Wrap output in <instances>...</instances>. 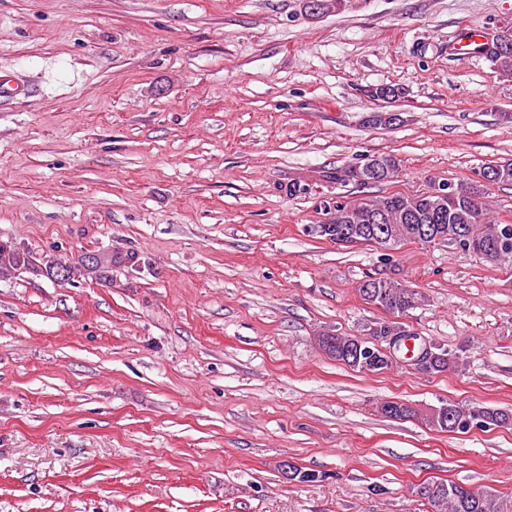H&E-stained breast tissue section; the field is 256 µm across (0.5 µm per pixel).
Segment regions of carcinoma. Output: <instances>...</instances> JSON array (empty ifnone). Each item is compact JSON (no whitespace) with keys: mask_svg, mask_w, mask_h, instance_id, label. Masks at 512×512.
<instances>
[{"mask_svg":"<svg viewBox=\"0 0 512 512\" xmlns=\"http://www.w3.org/2000/svg\"><path fill=\"white\" fill-rule=\"evenodd\" d=\"M490 55L504 73L512 74V34L507 32L496 38ZM367 162L380 166L378 175L367 177L366 165L362 164L345 169L340 179L365 186L386 181L398 172L397 160L391 155L373 156ZM453 189L454 194L441 204L433 202L429 192L412 196L396 193L369 202L338 204L332 219L326 224L317 225L316 233L330 241L344 235L354 247L367 246L369 240L361 231L379 228L375 222L379 214L383 216V224L391 231L393 249L407 242L425 243L420 236V228L430 224L434 226L435 243H447L490 263L512 259V234H506L507 225L487 218L480 189L468 183H457ZM31 265L27 253L0 242V277L11 276ZM80 266L91 273L101 272L112 266V252L101 251L85 256L81 258ZM359 291L368 303L396 317L408 315L425 300L422 293L386 277H368L361 283ZM398 326L399 322L392 320L374 323L370 332L372 340L366 341L374 350L367 355L361 354L357 361L346 356L349 345L353 344L349 336L324 334L317 337V345L329 358L342 362L356 372L376 374L390 369L384 360V352L377 348V341L391 335ZM439 353L441 357L430 362L422 374H441L464 362L462 354L457 351L442 348ZM478 421L486 428L501 426L512 421V413L490 409L479 403L464 406L450 402L447 418L439 416L425 421V424L432 430L455 433L467 431V426ZM421 499L427 501L432 512H512V496L473 489L452 481H440L435 493L423 495Z\"/></svg>","mask_w":512,"mask_h":512,"instance_id":"carcinoma-1","label":"carcinoma"}]
</instances>
